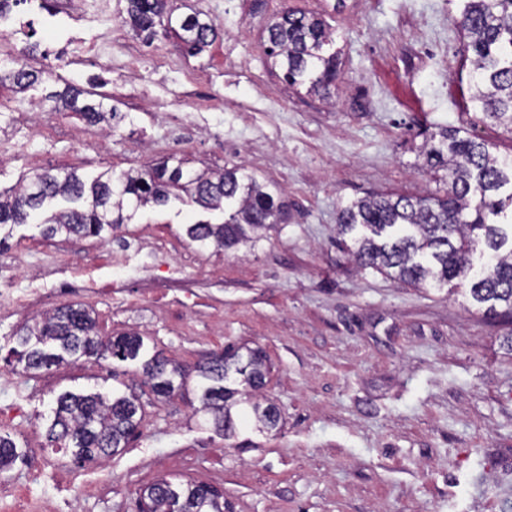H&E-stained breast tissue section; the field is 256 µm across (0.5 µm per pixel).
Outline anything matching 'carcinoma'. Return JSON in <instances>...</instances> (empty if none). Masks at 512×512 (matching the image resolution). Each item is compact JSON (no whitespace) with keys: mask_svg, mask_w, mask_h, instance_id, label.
<instances>
[{"mask_svg":"<svg viewBox=\"0 0 512 512\" xmlns=\"http://www.w3.org/2000/svg\"><path fill=\"white\" fill-rule=\"evenodd\" d=\"M127 20L136 33L152 41L158 30L172 32L184 52L196 56L222 32L214 20L199 12L173 17L169 0H125ZM459 25L471 52L476 79L468 86L470 101L485 118L512 135V0H462ZM266 54L294 85L309 83L308 91L331 93L339 77L336 54L327 53L332 32L325 20L301 10L286 9L264 27ZM51 79L44 68L21 66L0 72V87L10 84L16 93ZM46 99L62 100L89 123L110 116L105 97L68 85L51 91ZM494 144L462 136L461 129L441 127L421 147L425 166L445 185L444 195L380 194L341 207L338 235H354L353 256L359 266L372 268L414 287L455 280L469 282V293L488 310L512 317V162L494 155ZM207 210L236 204L222 223L200 221L186 227L188 239L203 249H237L254 244L278 223L285 203L268 184L254 176L239 175L236 167L222 170L187 169L184 161L166 158L147 168L119 174L107 170L90 182L74 169L35 171L16 191L0 193V227L27 224L45 204L61 198L71 204L41 223L46 239L100 237L130 223L145 206L165 207L182 195ZM484 246L486 268L472 273L476 244ZM17 362L23 370L47 369L65 357L111 356L136 360L143 338L123 333L99 336L93 311L69 304L26 327L18 338ZM142 375L157 397L167 398L186 389L187 377L178 364L155 355L141 363ZM201 379L200 408L224 439L237 435L233 408L248 404L255 428L270 434L281 427L282 415L272 402L250 400L263 388L271 364L259 348L224 347L218 363L196 364ZM139 397L99 393H65L56 399L49 441L71 453L75 463H95L124 447L139 428ZM21 453L10 438L0 436V469L13 464ZM152 512H224V494L214 485L173 476L146 486Z\"/></svg>","mask_w":512,"mask_h":512,"instance_id":"cac0c4a2","label":"carcinoma"}]
</instances>
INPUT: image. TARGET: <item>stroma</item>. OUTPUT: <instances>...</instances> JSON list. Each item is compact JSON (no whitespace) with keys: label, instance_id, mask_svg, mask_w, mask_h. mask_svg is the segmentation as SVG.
<instances>
[{"label":"stroma","instance_id":"obj_1","mask_svg":"<svg viewBox=\"0 0 512 512\" xmlns=\"http://www.w3.org/2000/svg\"><path fill=\"white\" fill-rule=\"evenodd\" d=\"M183 0L223 35L196 57L172 38L147 45L121 20L114 0L112 67L94 58L58 69V78L15 94L0 88V192L32 170L68 167L92 180L167 155L196 167L236 165L276 185L285 220L253 249L185 255L183 291L164 287L150 251L133 254L102 279L141 288L144 302L104 298L99 331H135L145 356L194 365L225 344L259 347L273 371L264 389L279 407L280 432L239 426L234 441L203 423L196 386L155 397L139 361L71 359L19 372L17 338L32 315L0 312V407L23 406L9 435L25 455L14 479L42 471L32 495L51 512L64 505L65 474L94 481L83 512H137L141 489L177 474L224 492L228 512H512V323L488 318L468 289L420 288L360 268L337 243L336 213L377 193L428 195L439 184L419 148L438 127H460L497 143L512 160V138L462 94L465 41L460 0ZM322 14L333 32L341 76L334 97L288 86L265 53L263 27L283 6ZM141 59L137 74L126 57ZM108 95L117 113L99 150L78 145L88 123L45 102L66 83ZM203 213L190 201L139 210L117 229H142L183 247L186 224ZM37 220L0 228L8 246L4 287H25L41 258ZM66 392L136 394L140 432L107 470L71 462L47 430Z\"/></svg>","mask_w":512,"mask_h":512}]
</instances>
